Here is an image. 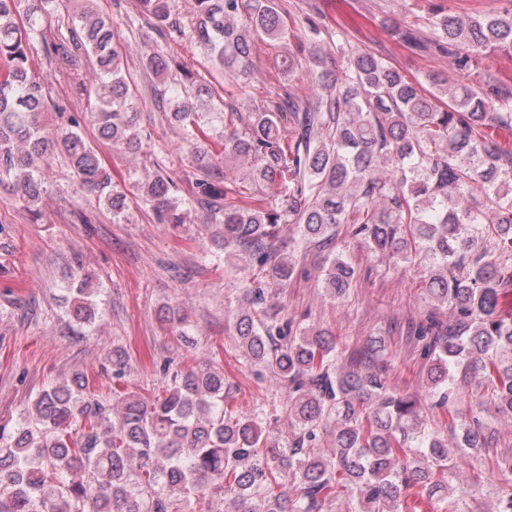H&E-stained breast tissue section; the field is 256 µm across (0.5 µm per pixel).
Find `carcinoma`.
Instances as JSON below:
<instances>
[{"instance_id": "obj_1", "label": "carcinoma", "mask_w": 512, "mask_h": 512, "mask_svg": "<svg viewBox=\"0 0 512 512\" xmlns=\"http://www.w3.org/2000/svg\"><path fill=\"white\" fill-rule=\"evenodd\" d=\"M69 0H0V184L33 219L45 193L39 176L64 158L79 188L118 221L131 202L113 182L83 129L103 145L143 151V95L122 70V42L112 18L86 6L67 35L51 31ZM143 24L203 45L224 75L244 82L256 42L286 43L291 34L276 0H194L189 27L172 19L167 0H136ZM432 46L453 59L460 78L440 73L410 79L371 53L348 52L341 76L323 69L328 90L302 97L281 86L249 112L199 79L177 56L145 54L142 68L164 79L176 72L184 96L150 86L161 121L198 144L192 157L193 201L221 228L224 262L249 275L247 307L235 329L243 358L269 371L286 391L288 431L267 414L228 407L231 384L214 359L161 365L167 379L153 398L127 386L94 393L89 376L41 390L15 420H0V512H192L196 502L233 512H326L345 489L347 512H468L477 489L455 484L448 436L469 459L499 447V432L481 417L483 400L466 413L449 406L479 380L498 412L512 416V86L478 61L512 56V9L467 16L429 11ZM323 26L308 18L309 61L326 64ZM87 107L67 115L54 134L43 117L54 102L35 60ZM99 72L87 88L77 60ZM293 79L301 59L285 48L280 62ZM217 139L220 153L199 146ZM256 162L252 181L273 203L224 202L221 155ZM160 224L185 221L178 183L158 168L136 183ZM295 226V235L285 228ZM395 266L422 272L430 312L412 335L426 360V394L391 386L384 342L347 349L325 330L302 328L282 315L267 285H284L295 253L309 242L327 248L341 229ZM356 275L345 252L326 261L325 294L344 296ZM79 323L95 319L86 283L68 289ZM447 308L450 316L437 315ZM113 376L126 373V353L110 356ZM448 414V428L429 425L426 410ZM331 447H322L323 436Z\"/></svg>"}]
</instances>
